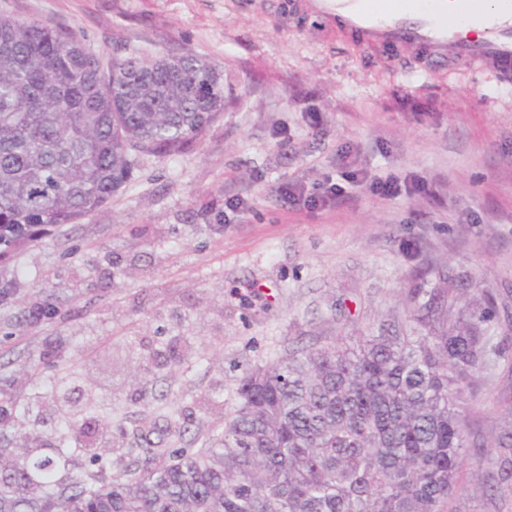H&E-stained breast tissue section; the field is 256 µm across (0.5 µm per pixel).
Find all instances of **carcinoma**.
I'll return each mask as SVG.
<instances>
[{
    "label": "carcinoma",
    "mask_w": 512,
    "mask_h": 512,
    "mask_svg": "<svg viewBox=\"0 0 512 512\" xmlns=\"http://www.w3.org/2000/svg\"><path fill=\"white\" fill-rule=\"evenodd\" d=\"M224 112V71L190 53L105 63L70 30L0 14V267L77 224L128 181L139 154L176 155ZM62 297L0 315V342L49 321ZM415 325L352 344L288 352L246 371L223 430L200 448H166L139 420L127 461L92 427L100 406L69 398L81 379L56 350L0 361V512H452L462 462L499 449L512 478V432L473 441L469 390L496 317L451 311L442 288L414 296ZM53 426L15 424L47 402Z\"/></svg>",
    "instance_id": "1"
}]
</instances>
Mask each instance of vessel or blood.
<instances>
[{
	"label": "vessel or blood",
	"instance_id": "b4317fda",
	"mask_svg": "<svg viewBox=\"0 0 512 512\" xmlns=\"http://www.w3.org/2000/svg\"><path fill=\"white\" fill-rule=\"evenodd\" d=\"M311 7L371 42L512 67V0H313Z\"/></svg>",
	"mask_w": 512,
	"mask_h": 512
}]
</instances>
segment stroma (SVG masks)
<instances>
[{"label": "stroma", "mask_w": 512, "mask_h": 512, "mask_svg": "<svg viewBox=\"0 0 512 512\" xmlns=\"http://www.w3.org/2000/svg\"><path fill=\"white\" fill-rule=\"evenodd\" d=\"M309 0H0V14L75 30L104 62L191 52L223 70L224 112L184 152L140 156L80 223L29 246L11 307L43 289L57 319L25 330L65 354L112 415L121 462L139 412L172 416L173 447L219 433L240 377L286 352L410 322L416 289L453 305L487 288L512 337V83L497 63L366 46ZM404 190L375 192L378 178ZM343 191L312 209L306 197ZM191 337L190 366L154 382L152 353ZM471 420L512 429V367L483 364ZM499 462L466 461L459 512H512Z\"/></svg>", "instance_id": "obj_1"}]
</instances>
